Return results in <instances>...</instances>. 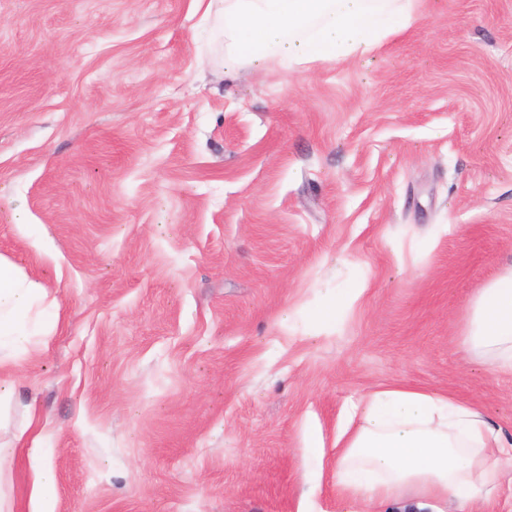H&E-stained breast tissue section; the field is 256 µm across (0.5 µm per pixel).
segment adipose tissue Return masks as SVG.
Returning a JSON list of instances; mask_svg holds the SVG:
<instances>
[{
	"label": "adipose tissue",
	"instance_id": "ef3b65f1",
	"mask_svg": "<svg viewBox=\"0 0 512 512\" xmlns=\"http://www.w3.org/2000/svg\"><path fill=\"white\" fill-rule=\"evenodd\" d=\"M45 296L0 259V346L29 348L28 314ZM463 343L512 368V270L473 299ZM352 411L361 423L336 453V491L347 500L399 512H427L435 499L472 506L498 479L505 444L466 402L391 385Z\"/></svg>",
	"mask_w": 512,
	"mask_h": 512
}]
</instances>
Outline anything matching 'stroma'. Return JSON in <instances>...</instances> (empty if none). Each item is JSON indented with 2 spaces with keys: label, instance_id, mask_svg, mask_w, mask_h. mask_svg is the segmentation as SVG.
<instances>
[{
  "label": "stroma",
  "instance_id": "stroma-1",
  "mask_svg": "<svg viewBox=\"0 0 512 512\" xmlns=\"http://www.w3.org/2000/svg\"><path fill=\"white\" fill-rule=\"evenodd\" d=\"M221 8L0 0V257L48 290L0 350L12 512L34 441L53 512H345L336 441L380 384L512 439V371L462 344L512 266V0L232 78Z\"/></svg>",
  "mask_w": 512,
  "mask_h": 512
}]
</instances>
